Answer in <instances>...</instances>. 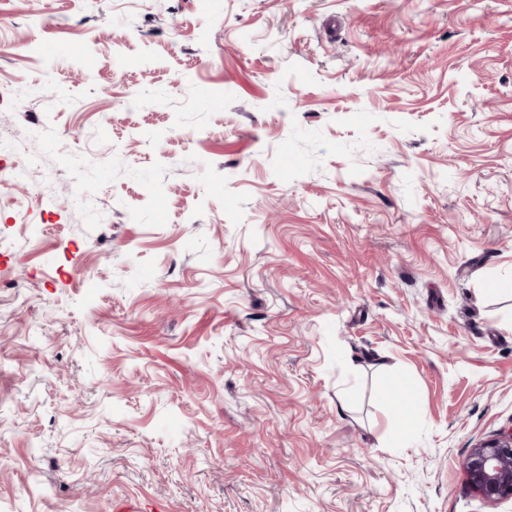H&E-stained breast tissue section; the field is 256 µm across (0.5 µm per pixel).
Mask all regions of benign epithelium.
<instances>
[{
	"instance_id": "obj_1",
	"label": "benign epithelium",
	"mask_w": 512,
	"mask_h": 512,
	"mask_svg": "<svg viewBox=\"0 0 512 512\" xmlns=\"http://www.w3.org/2000/svg\"><path fill=\"white\" fill-rule=\"evenodd\" d=\"M466 476L472 489L489 502L512 498V431L473 448Z\"/></svg>"
}]
</instances>
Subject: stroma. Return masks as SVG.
<instances>
[{"label": "stroma", "mask_w": 512, "mask_h": 512, "mask_svg": "<svg viewBox=\"0 0 512 512\" xmlns=\"http://www.w3.org/2000/svg\"><path fill=\"white\" fill-rule=\"evenodd\" d=\"M1 138L0 512H512V0H0ZM466 476L472 489L486 501L512 498V431L473 448Z\"/></svg>", "instance_id": "obj_1"}]
</instances>
